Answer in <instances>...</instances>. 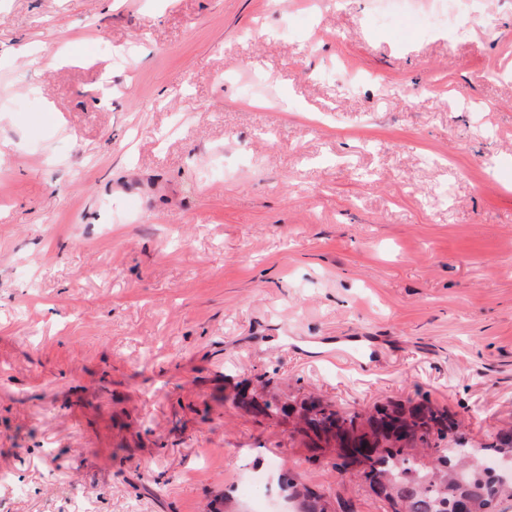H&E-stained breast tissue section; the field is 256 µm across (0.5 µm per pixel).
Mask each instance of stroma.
Returning <instances> with one entry per match:
<instances>
[{"label": "stroma", "mask_w": 512, "mask_h": 512, "mask_svg": "<svg viewBox=\"0 0 512 512\" xmlns=\"http://www.w3.org/2000/svg\"><path fill=\"white\" fill-rule=\"evenodd\" d=\"M469 2L0 0V512H251L270 466L386 512L223 402L264 377L512 424V0ZM455 2L458 1L448 0V8H446L445 11H437L432 14L428 19V23H430L432 27L448 25V27L456 28L458 31L464 30L467 26L465 15L460 9L454 6Z\"/></svg>", "instance_id": "stroma-1"}]
</instances>
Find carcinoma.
I'll return each instance as SVG.
<instances>
[{
	"label": "carcinoma",
	"instance_id": "cac0c4a2",
	"mask_svg": "<svg viewBox=\"0 0 512 512\" xmlns=\"http://www.w3.org/2000/svg\"><path fill=\"white\" fill-rule=\"evenodd\" d=\"M232 403L249 406L268 417H283L294 422V430L306 447L325 451L340 447V458L358 444L372 443L377 455L369 459L361 477L382 497L392 512H453V503L468 497L472 512H497V501L512 498V479H496L484 467L489 450L512 451V435L503 434L496 443L481 448L443 446L458 423L446 408L430 401L414 403L408 412L393 413L401 403L374 407L371 413H345L312 395L295 404L276 397L261 401L235 394ZM283 491L301 501L302 512H353L347 502L307 487L294 479L282 482Z\"/></svg>",
	"mask_w": 512,
	"mask_h": 512
}]
</instances>
